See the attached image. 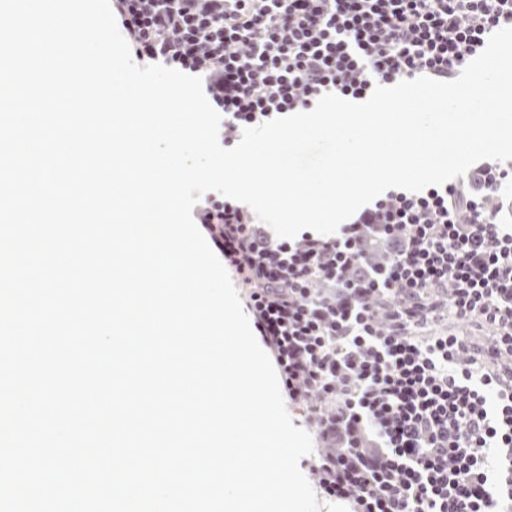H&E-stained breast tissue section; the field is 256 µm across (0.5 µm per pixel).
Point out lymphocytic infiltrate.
I'll use <instances>...</instances> for the list:
<instances>
[{"label": "lymphocytic infiltrate", "mask_w": 512, "mask_h": 512, "mask_svg": "<svg viewBox=\"0 0 512 512\" xmlns=\"http://www.w3.org/2000/svg\"><path fill=\"white\" fill-rule=\"evenodd\" d=\"M137 64L202 77L232 147L243 128L331 92L452 80L512 0H111ZM512 160L419 193L387 191L337 235L273 239L248 205L205 193L193 217L235 275L307 462L349 512H512ZM492 328L425 335L440 307Z\"/></svg>", "instance_id": "f902f5d3"}]
</instances>
